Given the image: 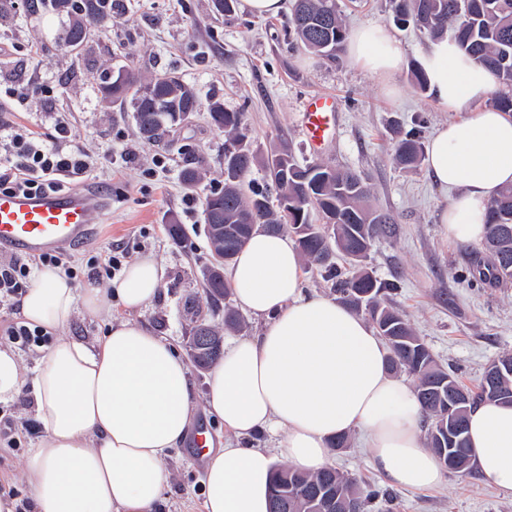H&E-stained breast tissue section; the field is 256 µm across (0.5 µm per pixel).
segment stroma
<instances>
[{"label":"stroma","instance_id":"stroma-1","mask_svg":"<svg viewBox=\"0 0 512 512\" xmlns=\"http://www.w3.org/2000/svg\"><path fill=\"white\" fill-rule=\"evenodd\" d=\"M118 2L111 26L93 34L86 52L73 57L61 49L64 17L30 12L26 0H0V114L46 139L55 134L56 118H64L75 146L99 163L100 181L84 183L83 190L102 219L85 241L66 250L77 286L93 281L111 287L110 279L91 270L101 250L119 251L128 262L150 253L163 269V286L135 320L156 329L185 358L196 325L223 331L224 309L234 300L212 303L204 286L212 257L203 199L224 184L225 136L207 112L218 101L243 113L258 155L286 144L299 163L323 161L364 179L372 205L391 221L369 265L379 278L398 282L393 305L463 386L475 388L487 364L512 354V285L472 278L480 247L463 249L449 239L439 220L448 193L426 166L403 170L392 161L396 128H417L426 139L450 114L431 93L414 88L410 67L420 64L430 38L414 26L394 24L390 0H338L347 30L369 22L390 26L407 66L389 84L348 57L332 62L298 49L283 15L260 18L239 9L226 17L213 0ZM33 45L34 56L28 53ZM118 64L135 67L147 80L176 73L195 89L201 110L162 141L146 142L132 110L109 105L99 91V72ZM35 79L53 86L49 100H21ZM312 94L338 100L334 134L317 150L306 143L300 122L302 104ZM189 166L200 175L192 190L181 178ZM175 225L176 239L170 234ZM34 425L30 404L0 403V483L23 499L28 489L21 472L38 435ZM14 429L21 445L10 448L4 436ZM167 466L168 512H199L202 458L182 448ZM333 466L360 484L390 492L391 501H377L373 512H512V493L487 486L473 471L444 472L442 483L425 491L391 486L371 467L356 436L336 450Z\"/></svg>","mask_w":512,"mask_h":512}]
</instances>
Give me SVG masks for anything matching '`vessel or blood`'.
I'll list each match as a JSON object with an SVG mask.
<instances>
[{"label":"vessel or blood","mask_w":512,"mask_h":512,"mask_svg":"<svg viewBox=\"0 0 512 512\" xmlns=\"http://www.w3.org/2000/svg\"><path fill=\"white\" fill-rule=\"evenodd\" d=\"M336 122V100L313 95L304 103L302 129L311 148L325 144ZM100 215L78 191L20 195L0 193V247L28 254L52 253L83 241Z\"/></svg>","instance_id":"obj_1"}]
</instances>
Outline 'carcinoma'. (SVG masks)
Masks as SVG:
<instances>
[{
  "mask_svg": "<svg viewBox=\"0 0 512 512\" xmlns=\"http://www.w3.org/2000/svg\"><path fill=\"white\" fill-rule=\"evenodd\" d=\"M50 5L68 19L66 40L85 48L91 32L82 25L89 15L112 21V0H30L34 10ZM393 20L413 23L433 39L449 38L479 66L487 69L499 87L492 98L498 110L512 114V0H391ZM297 47L339 59L347 32L337 0H294L289 19ZM104 98L120 108L131 105L139 133L156 140L179 125L185 116L199 110L193 87L175 73H164L148 82L131 68L119 66L101 78ZM210 123L227 136L224 151V186L204 198L205 224H226L222 244L207 233L214 263L205 276L210 296L229 293L224 282V264L232 261L252 235L254 224L267 225L276 233L289 227L306 262L324 270L334 281L339 302L368 316L378 335L389 345V366L404 369L417 381V395L428 421L427 444L436 456H452L465 474L472 468V448L467 437L469 408L483 400L512 403V355L498 357L501 372L484 371L477 390H466L463 402L454 397L463 386L439 367L427 345L412 331L406 317L387 302L397 285L379 280L365 261L376 241L387 234V218L369 205L370 190L350 171L323 162L299 165L291 151L282 146L260 158L247 139L241 112L224 110L214 102ZM423 144L415 131L399 134L393 162L404 169L417 167ZM262 163L277 189L276 200L265 191L243 192L246 175ZM487 232L483 240L486 263L472 273L482 282L507 284L512 281V185L503 188L488 205ZM342 254L351 271L345 273L333 258ZM369 295L372 308L360 306ZM201 361L208 364L223 351L222 338L209 331ZM327 489L339 501L353 503L357 512H367L373 499L385 496L364 490L356 479L328 467L308 474L289 466L275 471L270 488V512H320L317 493Z\"/></svg>",
  "mask_w": 512,
  "mask_h": 512,
  "instance_id": "obj_1",
  "label": "carcinoma"
}]
</instances>
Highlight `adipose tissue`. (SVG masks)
Listing matches in <instances>:
<instances>
[{"label": "adipose tissue", "mask_w": 512, "mask_h": 512, "mask_svg": "<svg viewBox=\"0 0 512 512\" xmlns=\"http://www.w3.org/2000/svg\"><path fill=\"white\" fill-rule=\"evenodd\" d=\"M346 51L386 80L405 64L379 23L355 30ZM423 68L435 97L456 114L426 148L430 175L453 193L440 221L457 244L473 245L484 236L488 204L512 184V115L486 105L492 76L454 42L432 41ZM302 267L287 234L263 230L231 266V293L262 328L225 342L210 369L205 410L221 427V445L204 451L202 512H269L277 464L318 472L331 465L335 438L355 434L391 485L421 490L443 478L416 389L391 374L385 341L336 299L305 293ZM161 281L155 259L143 255L115 288H79L64 269L44 267L22 297L25 322L54 336L30 382L20 354L0 345V402L26 389L34 399L39 437L24 459L29 512H162L167 460L191 430L185 361L153 329L124 318L91 345L61 333L75 313L96 319L116 300L128 311L146 307ZM467 421L477 474L512 492V404L479 402ZM264 437L270 446H259Z\"/></svg>", "instance_id": "obj_1"}]
</instances>
